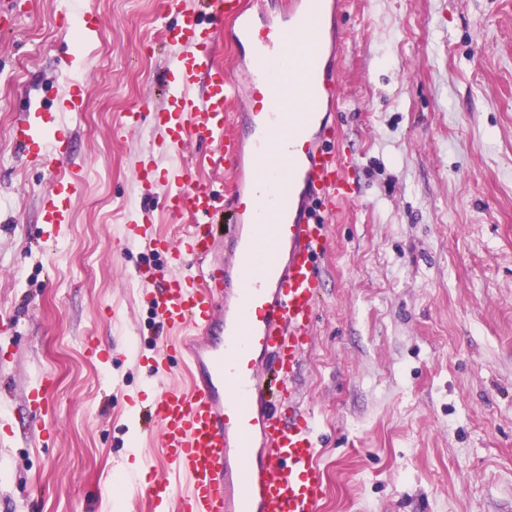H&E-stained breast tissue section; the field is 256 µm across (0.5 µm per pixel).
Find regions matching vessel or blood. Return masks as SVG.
Masks as SVG:
<instances>
[{"mask_svg": "<svg viewBox=\"0 0 512 512\" xmlns=\"http://www.w3.org/2000/svg\"><path fill=\"white\" fill-rule=\"evenodd\" d=\"M261 0H162L163 39L179 48L166 66L167 103L153 110L156 127L179 148L208 143L211 167L231 183L218 192L190 164L172 169L167 211L195 226L179 242L158 236L141 211L138 238L165 253L168 270L140 269L162 327L180 339L162 344L156 367L186 363L192 383L165 390L143 408L145 431L161 433L163 461L187 480L137 486L168 512H319L324 479L315 462L316 423L302 409L294 381L311 341L330 248L326 226L352 195L355 153L339 152L332 114L341 103L338 62L343 44L323 20L321 0H287L280 20L256 26ZM231 20L232 39L259 50L245 81L214 59L216 28ZM246 97L248 111H233ZM16 144L43 167L63 149L39 137L27 118ZM79 188L76 173L56 175L43 194L44 221L66 223ZM229 211L223 260L211 226Z\"/></svg>", "mask_w": 512, "mask_h": 512, "instance_id": "vessel-or-blood-1", "label": "vessel or blood"}]
</instances>
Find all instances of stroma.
I'll return each instance as SVG.
<instances>
[{"label": "stroma", "mask_w": 512, "mask_h": 512, "mask_svg": "<svg viewBox=\"0 0 512 512\" xmlns=\"http://www.w3.org/2000/svg\"><path fill=\"white\" fill-rule=\"evenodd\" d=\"M86 12L99 29L67 31ZM162 31L160 0H0V512H149L114 476L128 417L188 377L155 368L166 336L135 270L167 259L134 226L146 208L179 240L165 174L210 152L155 143ZM340 37L355 191L327 220L295 380L321 512H512V0H349ZM27 112L81 178L67 223H44L52 174L12 140Z\"/></svg>", "instance_id": "35a3bbf8"}]
</instances>
